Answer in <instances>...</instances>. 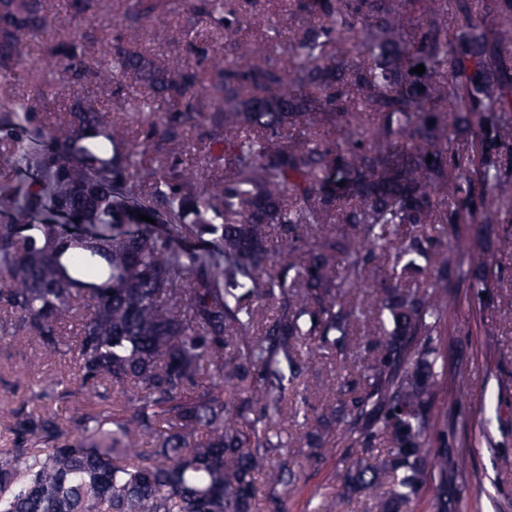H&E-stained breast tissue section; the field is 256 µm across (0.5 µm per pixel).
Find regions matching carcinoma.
I'll return each instance as SVG.
<instances>
[{
  "label": "carcinoma",
  "mask_w": 512,
  "mask_h": 512,
  "mask_svg": "<svg viewBox=\"0 0 512 512\" xmlns=\"http://www.w3.org/2000/svg\"><path fill=\"white\" fill-rule=\"evenodd\" d=\"M172 2L125 0L107 34L103 0H0V336L55 362L0 380V512H290L299 468L336 444L364 512L431 487L447 512L472 468L448 455L462 369L436 368L458 346L448 277L485 292L489 249L512 251V0H278L277 19L187 0L191 68L136 40ZM243 29L259 59L218 62ZM47 31L48 74L20 92ZM56 80L119 111L73 91L49 127ZM207 172L214 194L193 190ZM391 265L426 287L369 300ZM48 36H41L35 39L30 57L26 63L19 66L11 76V83L17 90H26L30 84V73L33 69L43 68L44 46Z\"/></svg>",
  "instance_id": "obj_1"
}]
</instances>
